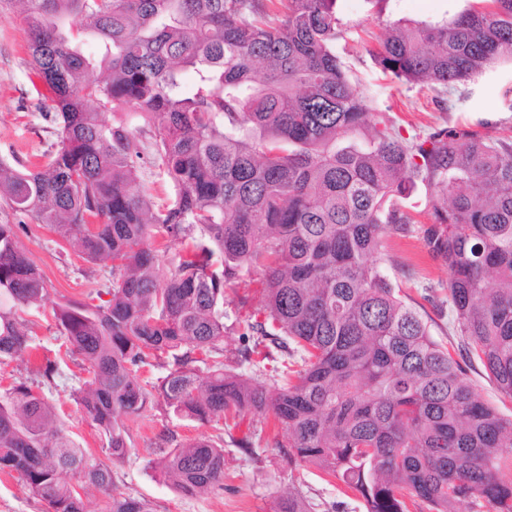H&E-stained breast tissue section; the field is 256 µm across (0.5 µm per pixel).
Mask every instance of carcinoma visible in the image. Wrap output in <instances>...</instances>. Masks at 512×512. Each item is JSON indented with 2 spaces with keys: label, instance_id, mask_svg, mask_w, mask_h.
I'll return each instance as SVG.
<instances>
[{
  "label": "carcinoma",
  "instance_id": "cac0c4a2",
  "mask_svg": "<svg viewBox=\"0 0 512 512\" xmlns=\"http://www.w3.org/2000/svg\"><path fill=\"white\" fill-rule=\"evenodd\" d=\"M16 5L57 148L32 169L0 160V200L84 260H112L109 300L52 309L91 375L76 400L111 460L128 451L124 420L157 400L206 422L271 413V445L367 512H512V419L479 398L378 264L385 236L412 233L402 200L428 186L424 240L448 269L461 348L512 399V139L445 127L409 143L381 127L336 54L337 0H0V13ZM371 56L398 81L454 87L512 61V0L400 20ZM97 68L106 79L84 80ZM110 112L151 133L165 207ZM159 237L180 244L163 283ZM229 286L242 290L243 337L280 352L271 390L224 362ZM46 300L15 225L0 224V360L29 354L22 313ZM152 359L167 370L157 385L139 376ZM54 419L27 384L0 388V470L49 512H86L64 473L99 488L106 512H156L114 493L112 468ZM157 466L201 494L224 485V444L180 443ZM273 512L310 510L294 492Z\"/></svg>",
  "mask_w": 512,
  "mask_h": 512
}]
</instances>
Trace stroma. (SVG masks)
Instances as JSON below:
<instances>
[{
	"instance_id": "obj_1",
	"label": "stroma",
	"mask_w": 512,
	"mask_h": 512,
	"mask_svg": "<svg viewBox=\"0 0 512 512\" xmlns=\"http://www.w3.org/2000/svg\"><path fill=\"white\" fill-rule=\"evenodd\" d=\"M467 5L468 0H389L379 13L366 0H339L342 27L336 52L347 65L350 79L370 95L373 108L384 113L408 140L426 138L441 127L463 128L490 139L512 136V61L446 91L398 83L381 73L370 55L390 23L401 18L435 20ZM28 60L27 35L20 17L1 16L0 158L11 164L38 159L57 141L54 125L37 108V94L27 78ZM406 206L415 218L413 232L408 237H385V271L413 305L423 307L433 338L458 352L459 338L446 306L448 270L429 253L423 240L429 209L425 190H418ZM0 224L17 225L19 245L43 276L48 296L40 311L31 315V355L22 361H0V386L14 382L32 386L54 407L62 431L95 458L107 461L104 438L73 397L85 375L77 359L61 358L64 337L52 318V309L67 302L98 304L99 294L112 283V264L84 260L47 227L21 221L1 203ZM48 359L60 363L58 373L50 379L39 371ZM250 423L253 451L247 454L235 444L242 429L191 421L156 407L148 409L142 417L125 422L129 453L112 467L114 489L153 501L159 512H271L274 503L294 489L311 504V512H366L363 500L344 493L340 482L314 466H295L283 449L271 447L279 430L272 415L252 416ZM163 433L173 434L182 443L223 437V487L197 496L174 490L149 465L159 455Z\"/></svg>"
}]
</instances>
